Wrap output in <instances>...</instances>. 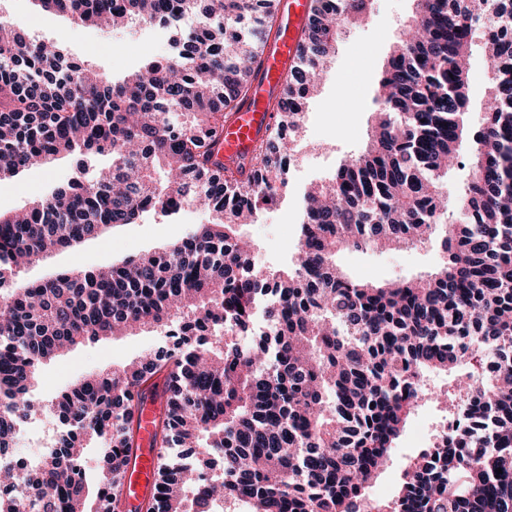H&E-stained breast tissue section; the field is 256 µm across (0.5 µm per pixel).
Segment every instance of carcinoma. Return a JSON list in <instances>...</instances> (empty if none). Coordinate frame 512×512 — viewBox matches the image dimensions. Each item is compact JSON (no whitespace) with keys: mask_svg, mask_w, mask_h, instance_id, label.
Instances as JSON below:
<instances>
[{"mask_svg":"<svg viewBox=\"0 0 512 512\" xmlns=\"http://www.w3.org/2000/svg\"><path fill=\"white\" fill-rule=\"evenodd\" d=\"M37 2L89 26L193 25L176 29L170 56L113 81L0 22V181L63 155L112 160L0 214V449L49 408L75 428L38 468L0 467V486L27 490L25 505L0 492V512H115L137 444L133 401L160 375V447L190 448L200 465L163 459L146 512H212L241 498L252 512H512V0H495L484 35L477 126L467 117L474 0H414L383 66L371 140L306 192L286 268L256 265L239 226L284 187L302 103L342 24L363 22L372 0H317L274 103L279 121L247 167L226 165L217 146L252 91L278 0ZM467 138L462 219L444 224L443 181ZM180 205L211 221L158 251L14 287L50 252ZM437 231L442 263L424 276L369 283L336 263L346 248L417 247ZM267 291L272 340L244 346L237 337ZM173 324L175 353L91 373L49 404L35 394L41 367L64 351ZM458 367L456 393L439 394L455 431L410 460L396 498L370 500L406 420L432 397L428 374ZM91 447L101 456L93 497L80 464ZM215 452L230 474L221 483L203 472Z\"/></svg>","mask_w":512,"mask_h":512,"instance_id":"1","label":"carcinoma"}]
</instances>
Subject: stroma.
<instances>
[{
	"label": "stroma",
	"instance_id": "stroma-1",
	"mask_svg": "<svg viewBox=\"0 0 512 512\" xmlns=\"http://www.w3.org/2000/svg\"><path fill=\"white\" fill-rule=\"evenodd\" d=\"M413 8V0H374L367 23L341 30L329 74L305 108L298 150L301 163L290 167L287 186L276 206L258 223L241 228L244 237L256 247L258 263L283 266L290 262L296 249L305 189L326 180L346 155L367 144L382 67ZM0 18L13 23L28 37L61 42L74 59L93 65L115 81L139 70L148 59L170 53L174 34L173 28L159 24L123 32L79 26L68 17L36 10L30 0H0ZM107 163L104 157H90L82 164L74 158L61 157L43 168L2 181L0 212L22 208L78 177L81 171L91 172ZM208 219L207 212L194 207L169 216L149 212L139 223L117 227L76 248L51 253L23 269L20 278L35 281L79 265L117 263L131 254L164 248ZM440 260V243L436 240L416 249L344 251L336 257L347 273L376 282L432 271ZM174 344L163 330L151 328L74 347L42 368L39 395L52 399L89 372L119 368L146 351H167ZM443 416V408L433 403L409 416L387 466L368 490L370 498L386 501L397 494L406 465L426 448Z\"/></svg>",
	"mask_w": 512,
	"mask_h": 512
}]
</instances>
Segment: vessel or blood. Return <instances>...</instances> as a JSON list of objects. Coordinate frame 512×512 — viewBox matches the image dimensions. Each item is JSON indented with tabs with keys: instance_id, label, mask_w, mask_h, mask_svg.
I'll use <instances>...</instances> for the list:
<instances>
[{
	"instance_id": "b4317fda",
	"label": "vessel or blood",
	"mask_w": 512,
	"mask_h": 512,
	"mask_svg": "<svg viewBox=\"0 0 512 512\" xmlns=\"http://www.w3.org/2000/svg\"><path fill=\"white\" fill-rule=\"evenodd\" d=\"M315 0H279L273 31L256 65L253 90L224 125L220 154L225 163L249 158L255 146L275 126L273 103L297 61L298 46ZM165 409L163 386L135 401L139 423L137 446L125 469L118 512H145L155 493L161 450L155 437Z\"/></svg>"
}]
</instances>
